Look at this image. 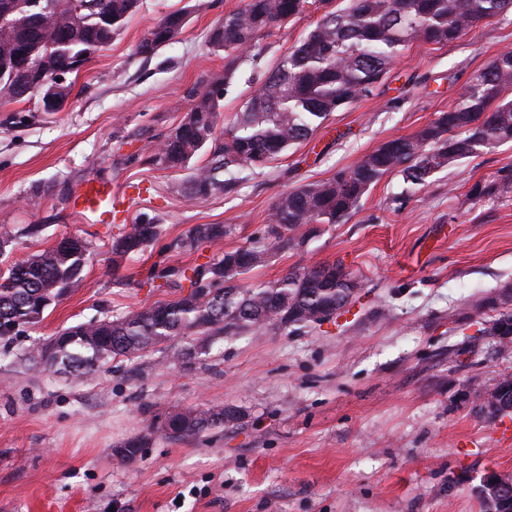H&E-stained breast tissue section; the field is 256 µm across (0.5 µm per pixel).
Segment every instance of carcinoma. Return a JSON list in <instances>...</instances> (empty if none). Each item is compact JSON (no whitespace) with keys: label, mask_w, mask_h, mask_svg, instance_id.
Returning a JSON list of instances; mask_svg holds the SVG:
<instances>
[{"label":"carcinoma","mask_w":512,"mask_h":512,"mask_svg":"<svg viewBox=\"0 0 512 512\" xmlns=\"http://www.w3.org/2000/svg\"><path fill=\"white\" fill-rule=\"evenodd\" d=\"M10 18L21 23L34 9L43 13L36 34L0 29V105L38 96L24 92L3 72L25 53L30 64H48L77 73L120 33L136 11L138 0H96L93 9H78L73 0H0ZM244 0L242 8L224 15L211 29L208 43L224 53V70L212 73L207 85H227L242 56L260 40L314 4L322 14L315 27L282 56L259 89L246 99L227 134L217 132L222 98L191 87V107L147 158L164 169L193 168L185 195L206 200L232 191L241 170L261 169L293 146L310 139L332 113L368 93L389 71L401 47L420 41L448 44L465 30L512 12V0ZM179 32L159 20L136 45L135 54L149 57L174 43ZM512 143V52L498 55L475 72L461 101L439 113L414 133L380 143L332 177L281 193L263 231L267 246L238 247L217 261L165 266L161 287L175 288L177 298L159 301L116 319L79 323L51 337L54 356L45 365L77 377L90 375L117 359L132 360L150 348L182 336L198 335L193 349L203 354L226 336L264 329L286 331L321 324L350 312L361 278L341 263L291 269L272 284L241 287L240 276L264 265L270 254L299 251L324 224H343L358 210L365 194L386 176H399L406 191L428 187L435 174L462 159L492 152ZM512 189V167L490 183H476L461 200L471 206L483 197ZM160 218L140 214L123 224L112 242V272L142 253L161 235ZM231 233L227 224H195L175 237L168 249L193 253ZM92 241L76 237L68 252L47 247L15 261L0 277V339L40 321L46 298L63 294L82 278ZM488 335L512 336V312L493 319ZM192 352V353H194ZM192 353L175 352L176 361L191 365ZM239 419L224 406L194 408L172 421L184 424L163 430L177 441H190L204 431Z\"/></svg>","instance_id":"carcinoma-1"}]
</instances>
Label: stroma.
I'll use <instances>...</instances> for the list:
<instances>
[{"mask_svg": "<svg viewBox=\"0 0 512 512\" xmlns=\"http://www.w3.org/2000/svg\"><path fill=\"white\" fill-rule=\"evenodd\" d=\"M243 0H139L111 46L79 73L61 111L30 100L0 106V225H41L0 255L10 263L81 235L93 241L83 277L38 324L0 341V512H482L490 471L512 474V415L490 420L476 396L512 373V349L486 329L483 301L512 283V191L460 201L512 165V147L461 161L395 206L388 176L345 223L323 226L305 250L276 253L244 278L270 283L289 270L343 263L362 277L338 319L259 335L228 336L191 368L173 358L192 337L113 362L87 377L35 372L28 357L58 331L174 298L149 287L154 266L191 262L166 251L195 224H229L203 245L208 260L261 237L280 193L326 179L381 142L412 134L462 96L474 72L512 51V13L454 43L404 47L381 83L334 112L311 141L243 171L230 193L186 198L188 170L132 158L151 154L189 109L187 88L224 69L212 26ZM182 11L177 42L154 56L135 47L163 16ZM304 13L244 57L218 120L228 131L266 72L314 27ZM137 134L126 145L128 134ZM141 184L131 215L162 220L154 246L120 271L108 250L115 224L76 217L70 200L89 177ZM223 405L242 417L221 432L180 442L159 430L174 411ZM143 438L136 461L114 448Z\"/></svg>", "mask_w": 512, "mask_h": 512, "instance_id": "35a3bbf8", "label": "stroma"}]
</instances>
